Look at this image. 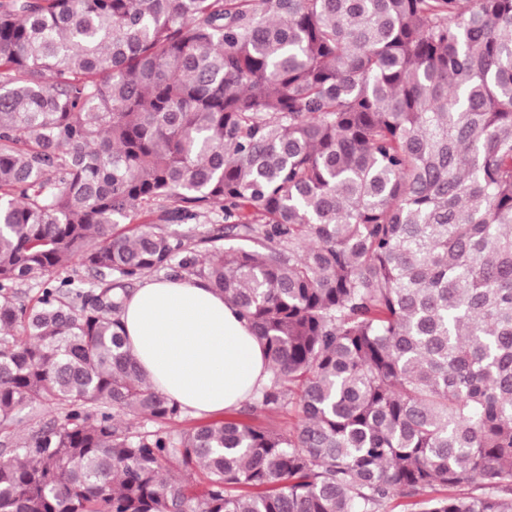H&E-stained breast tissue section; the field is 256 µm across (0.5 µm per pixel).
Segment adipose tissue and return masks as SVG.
<instances>
[{
  "label": "adipose tissue",
  "instance_id": "1",
  "mask_svg": "<svg viewBox=\"0 0 512 512\" xmlns=\"http://www.w3.org/2000/svg\"><path fill=\"white\" fill-rule=\"evenodd\" d=\"M121 322L141 373L182 411L232 410L270 380L252 328L200 280L145 278Z\"/></svg>",
  "mask_w": 512,
  "mask_h": 512
}]
</instances>
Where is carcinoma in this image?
Instances as JSON below:
<instances>
[{"mask_svg": "<svg viewBox=\"0 0 512 512\" xmlns=\"http://www.w3.org/2000/svg\"><path fill=\"white\" fill-rule=\"evenodd\" d=\"M208 217L248 244L159 227ZM159 272L295 428H122L182 414L120 320ZM36 406L0 512H512V0H0V432ZM166 476L169 480L185 485L189 491L200 493L203 489L201 475H194L191 478L186 475L182 465L176 461L168 465Z\"/></svg>", "mask_w": 512, "mask_h": 512, "instance_id": "obj_1", "label": "carcinoma"}]
</instances>
